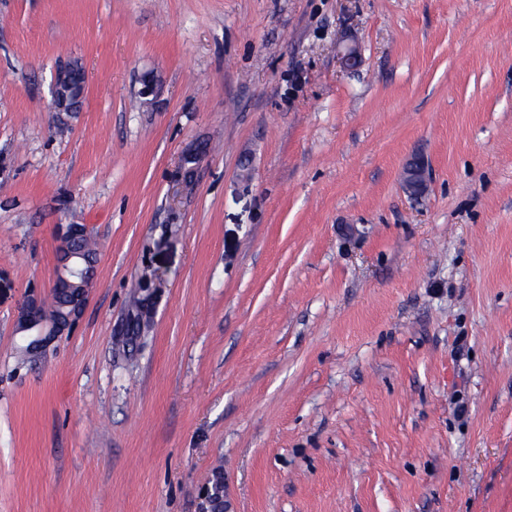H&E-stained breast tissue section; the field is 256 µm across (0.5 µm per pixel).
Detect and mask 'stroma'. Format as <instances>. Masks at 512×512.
<instances>
[{
  "instance_id": "35a3bbf8",
  "label": "stroma",
  "mask_w": 512,
  "mask_h": 512,
  "mask_svg": "<svg viewBox=\"0 0 512 512\" xmlns=\"http://www.w3.org/2000/svg\"><path fill=\"white\" fill-rule=\"evenodd\" d=\"M62 224L89 297L23 360ZM218 477L224 512H512V0H0V512ZM74 66L73 64L60 69L55 77L51 95L56 112H77L82 104L86 86L85 76L76 88L72 82V74L78 68ZM68 95L73 98L68 100Z\"/></svg>"
}]
</instances>
